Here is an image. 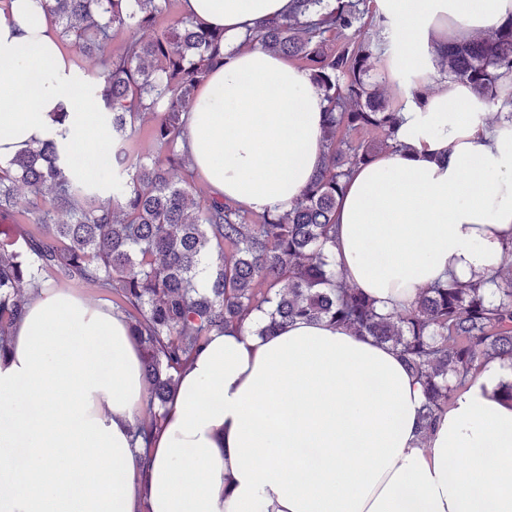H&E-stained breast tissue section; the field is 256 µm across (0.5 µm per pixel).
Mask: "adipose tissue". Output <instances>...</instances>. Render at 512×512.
Listing matches in <instances>:
<instances>
[{"instance_id": "ef3b65f1", "label": "adipose tissue", "mask_w": 512, "mask_h": 512, "mask_svg": "<svg viewBox=\"0 0 512 512\" xmlns=\"http://www.w3.org/2000/svg\"><path fill=\"white\" fill-rule=\"evenodd\" d=\"M294 0H183L233 51L186 113L210 195L284 211L320 170L324 101L306 68L245 32ZM40 0H0V160L54 142L104 184L109 128ZM398 146L356 168L336 211L335 268L388 314L445 275L496 270L512 241V120L438 75L450 39L512 0H375ZM77 112L59 121V113ZM512 364L484 365L428 435L397 352L324 321L212 334L182 372L139 466L141 354L122 314L60 288L32 294L0 359V512H512Z\"/></svg>"}]
</instances>
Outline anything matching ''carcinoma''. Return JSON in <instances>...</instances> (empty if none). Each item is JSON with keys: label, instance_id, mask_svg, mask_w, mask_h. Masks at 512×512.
<instances>
[{"label": "carcinoma", "instance_id": "obj_1", "mask_svg": "<svg viewBox=\"0 0 512 512\" xmlns=\"http://www.w3.org/2000/svg\"><path fill=\"white\" fill-rule=\"evenodd\" d=\"M44 2L60 40L98 56L90 91L110 127L115 177L102 197L95 184L65 173L51 141L0 161L1 359L27 291L47 279L112 295L142 351L149 410L134 427L141 448L162 430L179 376L208 336L244 327L255 312L264 315L251 327L256 336L326 320L397 350L423 390L424 433L485 363L512 364V246L493 274L438 282L389 314L339 278L327 251L345 179L392 147L399 130L398 112L370 81L381 40H347L351 30L376 29L370 0H299L295 15L245 33L243 46L308 61L325 101L322 170L288 210L263 213L200 197L179 145L198 88L224 66V31L187 16L158 28L170 0ZM123 32L128 38L109 50ZM440 66L476 100L498 105L502 78L512 73V16L486 35L448 42ZM148 115L158 156L135 158L126 142ZM22 199L31 224L15 223Z\"/></svg>", "mask_w": 512, "mask_h": 512}]
</instances>
